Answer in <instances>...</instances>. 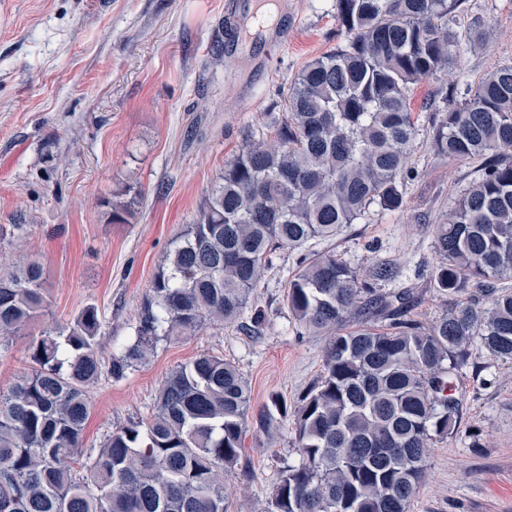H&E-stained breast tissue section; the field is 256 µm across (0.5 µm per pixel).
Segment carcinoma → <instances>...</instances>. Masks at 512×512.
Returning a JSON list of instances; mask_svg holds the SVG:
<instances>
[{"instance_id":"carcinoma-1","label":"carcinoma","mask_w":512,"mask_h":512,"mask_svg":"<svg viewBox=\"0 0 512 512\" xmlns=\"http://www.w3.org/2000/svg\"><path fill=\"white\" fill-rule=\"evenodd\" d=\"M466 0H336L345 43L307 62L274 117L279 144L251 139L224 164L200 216L172 242L136 317L135 341L112 358L121 379L161 338L238 325L281 247L298 251L286 304L330 336L320 380L293 412L299 464L266 512H406L428 449L456 428L451 376L475 341L512 359V65L466 90L433 127L438 155L481 160L434 225L443 257L429 286L448 310L425 327L399 269L365 277L334 250H313L374 206L397 211L417 134L410 86L453 70L484 32L462 23ZM137 203L112 208L125 224ZM36 261L0 272V338L45 315ZM471 288L480 307L461 297ZM101 315L85 307L29 347L30 365L0 388V512H226L224 472L238 463L251 391L239 368L203 354L163 382L149 417L118 426L82 457L102 371Z\"/></svg>"}]
</instances>
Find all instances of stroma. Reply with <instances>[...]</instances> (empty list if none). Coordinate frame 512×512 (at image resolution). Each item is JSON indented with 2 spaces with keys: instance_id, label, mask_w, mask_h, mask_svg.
Here are the masks:
<instances>
[{
  "instance_id": "obj_1",
  "label": "stroma",
  "mask_w": 512,
  "mask_h": 512,
  "mask_svg": "<svg viewBox=\"0 0 512 512\" xmlns=\"http://www.w3.org/2000/svg\"><path fill=\"white\" fill-rule=\"evenodd\" d=\"M276 26L238 42L250 0H0V263L37 261L50 298L45 316L0 339V387L28 367L29 342L70 323L88 305L103 319L102 361L135 339L136 315L165 252L198 216L224 164L250 135L273 138L270 118L307 61L344 41L335 0H275ZM485 29L483 46L456 68L411 89L419 117L413 175L398 211H372L331 241L365 272L397 263L400 287L417 289L412 314L429 324L448 304L424 278L441 261L434 225L473 179L476 162L437 156L432 126L449 85L477 83L512 62V0H467ZM141 199L125 224L112 207ZM297 253L277 250L253 294L267 320L260 336L217 324L160 340L126 377L102 372L90 390L83 449L113 428L148 417L171 372L202 354L224 358L251 388L244 446L227 512H265L283 463H297L292 422L261 419L271 395L295 406L320 377L328 336L298 327L285 301ZM457 431L430 448L408 512H512V360L479 344L453 379Z\"/></svg>"
}]
</instances>
